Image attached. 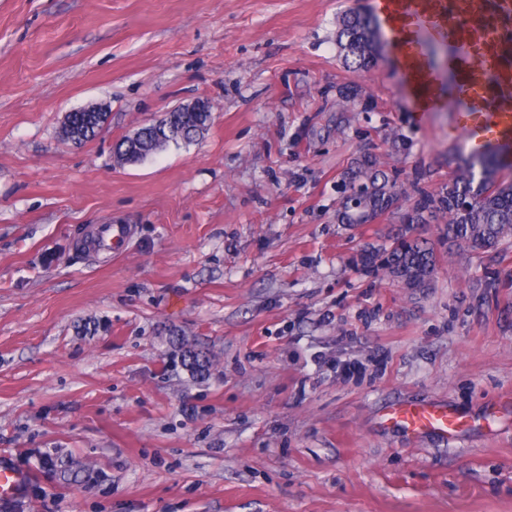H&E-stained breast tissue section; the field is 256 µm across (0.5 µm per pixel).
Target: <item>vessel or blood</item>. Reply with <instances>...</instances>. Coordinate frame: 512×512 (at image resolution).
I'll return each instance as SVG.
<instances>
[{"mask_svg":"<svg viewBox=\"0 0 512 512\" xmlns=\"http://www.w3.org/2000/svg\"><path fill=\"white\" fill-rule=\"evenodd\" d=\"M398 70L420 111L459 113L479 145L512 141V0H374ZM445 46L433 61L428 43ZM125 224L104 225L99 246L124 249ZM390 418L414 435L453 440L459 415L445 404L409 405ZM29 472L0 462V500L17 498Z\"/></svg>","mask_w":512,"mask_h":512,"instance_id":"vessel-or-blood-1","label":"vessel or blood"}]
</instances>
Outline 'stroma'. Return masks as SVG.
Here are the masks:
<instances>
[{
	"mask_svg": "<svg viewBox=\"0 0 512 512\" xmlns=\"http://www.w3.org/2000/svg\"><path fill=\"white\" fill-rule=\"evenodd\" d=\"M369 8L0 0V461L32 475L0 512H512V241L336 219L362 154L432 194L472 148L389 52L346 66L336 21ZM195 99L203 137L114 165ZM92 103L109 120L72 146ZM100 224L131 225L123 253L80 246ZM402 234L434 251L425 287L359 261ZM421 403L457 442L385 423Z\"/></svg>",
	"mask_w": 512,
	"mask_h": 512,
	"instance_id": "1",
	"label": "stroma"
}]
</instances>
